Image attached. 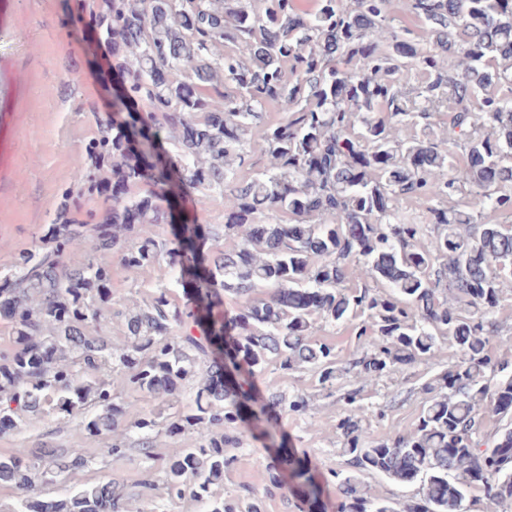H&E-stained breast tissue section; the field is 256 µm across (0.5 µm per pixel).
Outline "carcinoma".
<instances>
[{"label": "carcinoma", "mask_w": 512, "mask_h": 512, "mask_svg": "<svg viewBox=\"0 0 512 512\" xmlns=\"http://www.w3.org/2000/svg\"><path fill=\"white\" fill-rule=\"evenodd\" d=\"M390 6L319 0L301 15L295 0H101L97 26L123 58L112 96L120 116L88 144L92 159H112V175L96 163L80 179L90 192L112 184L111 204L97 223L48 225L0 278L12 331L0 351V434L80 414L104 439L102 456H125L135 432L153 462L161 427L191 437L158 460L169 504L260 512L251 491L235 504L216 492L237 460L229 449L308 402L256 391L257 374L306 368L327 388L354 370L369 385L446 344L458 360L422 384L429 398L407 434L370 437L364 388L339 395L344 462L326 474L264 430L274 448L265 489H289L308 512H325L323 483L336 486L337 512H471L481 490L485 512H512V422L488 446L481 437L486 413L512 419V362L491 345L512 285V224L498 222L512 217V0H404L417 30L393 24ZM405 71L421 77L411 92ZM450 103L440 139L435 116ZM269 105L286 114L265 128L269 166L242 178L246 135ZM162 138L176 155L157 150ZM192 190L224 197L232 245L205 252L209 231L183 207ZM161 223L171 246L128 240L136 225ZM88 237L93 257L81 253ZM114 253L127 270L156 265L166 280L132 305L119 345L87 333L110 320ZM226 296L246 303L218 317ZM315 318L351 325L364 355L339 364ZM124 390L158 412L126 423ZM87 465L45 445L0 456V482L17 491L9 512H126L110 478L57 497L38 488ZM363 474L418 491L379 498Z\"/></svg>", "instance_id": "1"}]
</instances>
